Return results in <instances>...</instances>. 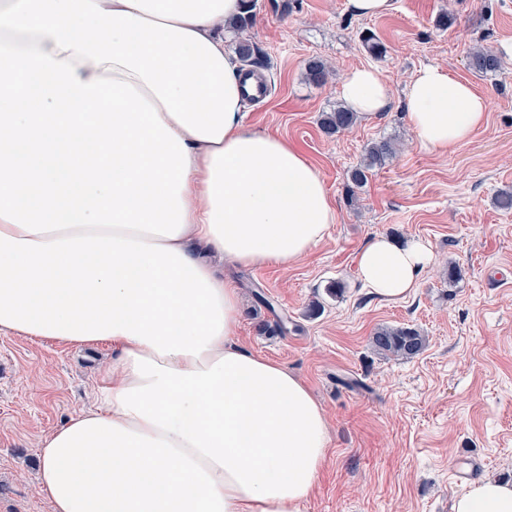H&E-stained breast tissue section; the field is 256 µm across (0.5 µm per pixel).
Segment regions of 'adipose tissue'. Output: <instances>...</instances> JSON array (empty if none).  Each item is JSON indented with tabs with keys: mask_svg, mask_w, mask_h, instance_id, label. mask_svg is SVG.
I'll list each match as a JSON object with an SVG mask.
<instances>
[{
	"mask_svg": "<svg viewBox=\"0 0 512 512\" xmlns=\"http://www.w3.org/2000/svg\"><path fill=\"white\" fill-rule=\"evenodd\" d=\"M243 0H0V333L106 342L96 410L48 435L53 512H303L327 458L325 413L235 336L240 295L214 259L285 266L337 216L317 168L244 122L224 31ZM352 111L389 105L348 70ZM405 112L433 151L467 141L488 101L439 66ZM432 262L380 236L361 281L408 296ZM454 512H512L486 478Z\"/></svg>",
	"mask_w": 512,
	"mask_h": 512,
	"instance_id": "adipose-tissue-1",
	"label": "adipose tissue"
}]
</instances>
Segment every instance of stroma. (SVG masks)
<instances>
[{"label":"stroma","instance_id":"obj_1","mask_svg":"<svg viewBox=\"0 0 512 512\" xmlns=\"http://www.w3.org/2000/svg\"><path fill=\"white\" fill-rule=\"evenodd\" d=\"M367 33L382 56L364 46ZM249 34L271 91L245 104L244 121L300 148L337 210L295 263L224 268L242 296L240 343L296 374L324 409L329 455L306 512H452L470 487L455 476L463 454L478 478L512 483V210L496 203L512 192V56L493 74L469 67L474 47L512 40V0H391L374 18L349 15L345 0H254ZM314 57L333 69L326 86L304 79ZM427 65L489 102L485 125L445 151L417 142L403 108ZM354 67L381 74L390 105L326 136L318 119L341 104ZM380 139L399 149L348 203V172ZM378 235L432 251L407 298H379L358 279L357 255ZM384 325L418 328L426 349L408 360L377 354L369 339ZM115 359L104 342L0 334V512H52L39 450L96 407L101 371Z\"/></svg>","mask_w":512,"mask_h":512}]
</instances>
